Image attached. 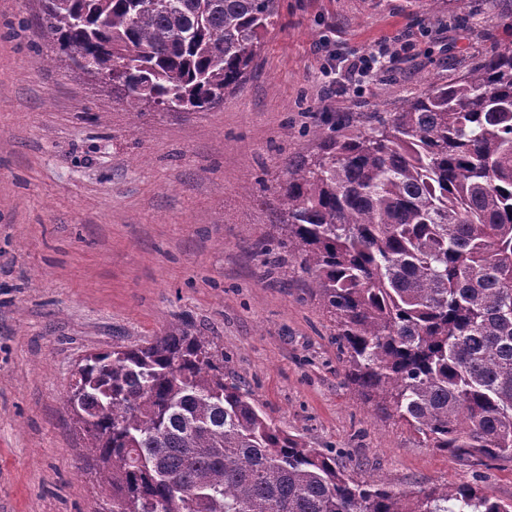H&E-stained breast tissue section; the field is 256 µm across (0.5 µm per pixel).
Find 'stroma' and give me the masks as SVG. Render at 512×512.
Masks as SVG:
<instances>
[{"instance_id":"1","label":"stroma","mask_w":512,"mask_h":512,"mask_svg":"<svg viewBox=\"0 0 512 512\" xmlns=\"http://www.w3.org/2000/svg\"><path fill=\"white\" fill-rule=\"evenodd\" d=\"M473 0H279L249 75L205 112L133 119L67 66L37 0H0V512H108L66 400L85 355L191 323L226 374L355 476L418 493L481 481L512 501V462L424 447L346 378L333 323L288 262L266 263L289 158L329 118L391 112L448 77ZM337 59L373 72L328 96Z\"/></svg>"}]
</instances>
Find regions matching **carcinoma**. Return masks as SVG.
Segmentation results:
<instances>
[{
  "label": "carcinoma",
  "mask_w": 512,
  "mask_h": 512,
  "mask_svg": "<svg viewBox=\"0 0 512 512\" xmlns=\"http://www.w3.org/2000/svg\"><path fill=\"white\" fill-rule=\"evenodd\" d=\"M278 0H63L42 18L126 104L204 112L246 78ZM361 128L314 132L278 190L285 254L336 322L348 381L453 458L512 461V41ZM68 397L112 512H512L411 496L277 427L187 326L82 358ZM188 488L186 495L179 489Z\"/></svg>",
  "instance_id": "cac0c4a2"
}]
</instances>
